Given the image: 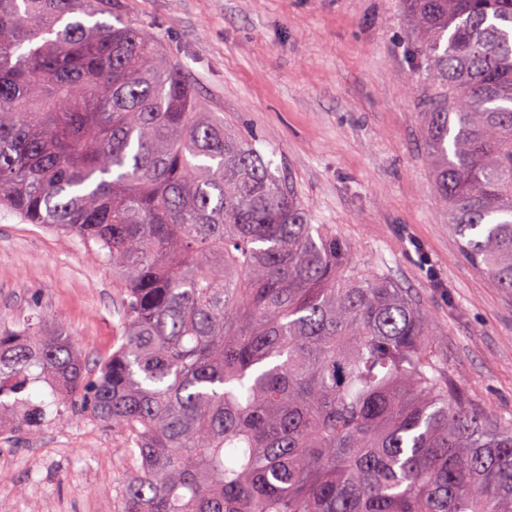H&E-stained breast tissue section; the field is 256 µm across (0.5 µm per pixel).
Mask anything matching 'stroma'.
<instances>
[{"label": "stroma", "mask_w": 512, "mask_h": 512, "mask_svg": "<svg viewBox=\"0 0 512 512\" xmlns=\"http://www.w3.org/2000/svg\"><path fill=\"white\" fill-rule=\"evenodd\" d=\"M183 64L207 111L253 134L314 223L360 271L410 288L448 374L486 414L512 420V291L462 254L425 153L401 0H126ZM60 318L87 364L119 341L112 269L78 237L0 210V329L19 313ZM49 410L36 435L0 429V512H117L125 476L110 427Z\"/></svg>", "instance_id": "35a3bbf8"}]
</instances>
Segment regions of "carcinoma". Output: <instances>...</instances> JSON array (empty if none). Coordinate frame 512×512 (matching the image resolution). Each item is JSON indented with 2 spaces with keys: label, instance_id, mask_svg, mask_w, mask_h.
Masks as SVG:
<instances>
[{
  "label": "carcinoma",
  "instance_id": "cac0c4a2",
  "mask_svg": "<svg viewBox=\"0 0 512 512\" xmlns=\"http://www.w3.org/2000/svg\"><path fill=\"white\" fill-rule=\"evenodd\" d=\"M403 4L436 192L511 292L512 0ZM0 208L112 268L121 337L95 371L57 320L0 330V427L25 406L38 430L36 382L112 426L119 512H512V423L124 0H0Z\"/></svg>",
  "mask_w": 512,
  "mask_h": 512
}]
</instances>
